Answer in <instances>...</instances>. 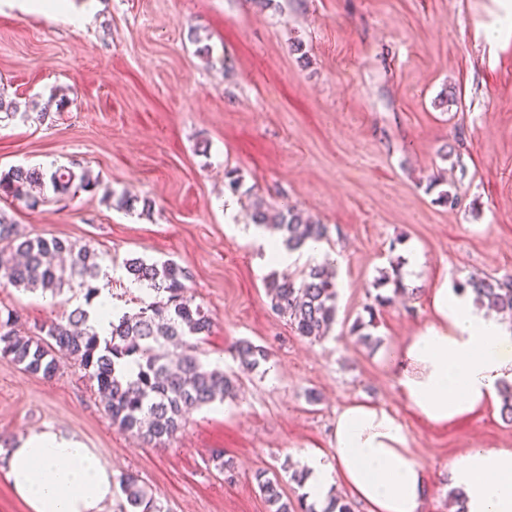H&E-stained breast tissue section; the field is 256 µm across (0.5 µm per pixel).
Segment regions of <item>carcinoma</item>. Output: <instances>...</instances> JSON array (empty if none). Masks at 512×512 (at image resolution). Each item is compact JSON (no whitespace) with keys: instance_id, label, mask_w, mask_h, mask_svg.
<instances>
[{"instance_id":"carcinoma-1","label":"carcinoma","mask_w":512,"mask_h":512,"mask_svg":"<svg viewBox=\"0 0 512 512\" xmlns=\"http://www.w3.org/2000/svg\"><path fill=\"white\" fill-rule=\"evenodd\" d=\"M0 113L7 119L28 116L19 112L16 100L2 92ZM75 186L91 191L97 183L86 172L78 173L71 167L47 170L15 166L0 173V197L24 200L32 209L45 202V189L66 197ZM251 219L260 228L280 233L290 249L328 237L327 225L298 208L288 204L274 208L259 197L252 201ZM106 260L96 250L86 246L78 249L67 239L30 238L0 212V285L40 289L56 296L76 282L85 290L88 303L98 292L94 281L103 273ZM123 269L129 279L147 285L162 300L147 304L135 315L119 317L112 322L110 337L104 339L88 324L87 312L81 306L59 321L38 327V333L31 336L21 335L13 311L0 309V358L47 380L56 374L58 355L76 359L103 394L112 424L149 444L162 445L181 430L191 410L234 396L235 382L219 369L204 368L194 346L188 343L192 337L209 333L211 321L187 296L186 271L170 259L147 261L141 257L125 260ZM265 288L271 307L288 317L303 338L320 340L336 323V270L330 260L309 267L298 279L272 272L265 279ZM468 290L479 306L512 314V278L472 274L456 284V291ZM371 327H375L372 307L369 320H357L350 335L369 344L373 341L368 332ZM233 354L250 371L268 360L266 348L245 339L234 343ZM128 359L137 366L134 374L124 371ZM500 397L501 417L511 424V384L501 387ZM256 480L270 512H316L315 505L304 497L283 499L278 478L261 472ZM119 489L125 498L121 512H164L137 476L122 475Z\"/></svg>"}]
</instances>
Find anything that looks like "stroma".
Returning a JSON list of instances; mask_svg holds the SVG:
<instances>
[{"label": "stroma", "mask_w": 512, "mask_h": 512, "mask_svg": "<svg viewBox=\"0 0 512 512\" xmlns=\"http://www.w3.org/2000/svg\"><path fill=\"white\" fill-rule=\"evenodd\" d=\"M84 27L0 0V89L29 119L0 122V172L79 164L98 186L0 211L30 237H60L115 261L116 308L137 312L131 256L176 261L213 322L203 362L237 376L235 398L191 411L162 446L113 426L95 383L60 356L53 379L0 358V443L33 429L81 438L132 473L169 512H268L255 475L285 498L312 449L331 453L336 412L354 400L392 409L428 470L424 512H448V466L468 449L512 446L500 404L436 427L405 404L387 357L430 320L429 296L470 274L512 275V32L488 44L494 0H70ZM208 54H198V46ZM450 94L452 102L439 107ZM66 96L64 111L50 96ZM458 144L459 160L442 157ZM242 187L224 194V175ZM149 200L117 209L105 191ZM456 192L455 207L439 203ZM290 203L327 224L336 257V323L319 341L276 314L273 269L246 238L250 204ZM233 210H226V203ZM421 253L411 293L377 315L374 345L349 330L366 317L390 262ZM80 289L54 296L0 286V309L26 328L60 319ZM265 347L241 370L230 347ZM223 450L233 471L214 456Z\"/></svg>", "instance_id": "35a3bbf8"}]
</instances>
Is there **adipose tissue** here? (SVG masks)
Masks as SVG:
<instances>
[{"label":"adipose tissue","instance_id":"ef3b65f1","mask_svg":"<svg viewBox=\"0 0 512 512\" xmlns=\"http://www.w3.org/2000/svg\"><path fill=\"white\" fill-rule=\"evenodd\" d=\"M432 318L393 355L391 367L409 408L433 425L495 403L512 383V325L487 314L473 293L434 290ZM332 455H305L307 489L324 501L347 488L368 512H422L425 466L406 427L389 408L355 401L336 413ZM0 472L30 512H104L114 494L111 469L76 437L50 428L0 448ZM464 512H512V448H473L449 466Z\"/></svg>","mask_w":512,"mask_h":512}]
</instances>
